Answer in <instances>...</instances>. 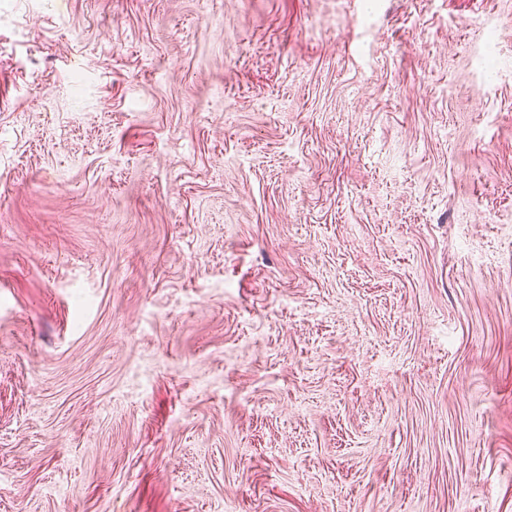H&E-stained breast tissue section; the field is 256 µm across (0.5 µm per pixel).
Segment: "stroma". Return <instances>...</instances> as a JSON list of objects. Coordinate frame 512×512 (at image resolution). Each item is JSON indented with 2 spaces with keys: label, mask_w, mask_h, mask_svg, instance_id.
Returning <instances> with one entry per match:
<instances>
[{
  "label": "stroma",
  "mask_w": 512,
  "mask_h": 512,
  "mask_svg": "<svg viewBox=\"0 0 512 512\" xmlns=\"http://www.w3.org/2000/svg\"><path fill=\"white\" fill-rule=\"evenodd\" d=\"M0 512H512V0H0Z\"/></svg>",
  "instance_id": "obj_1"
}]
</instances>
